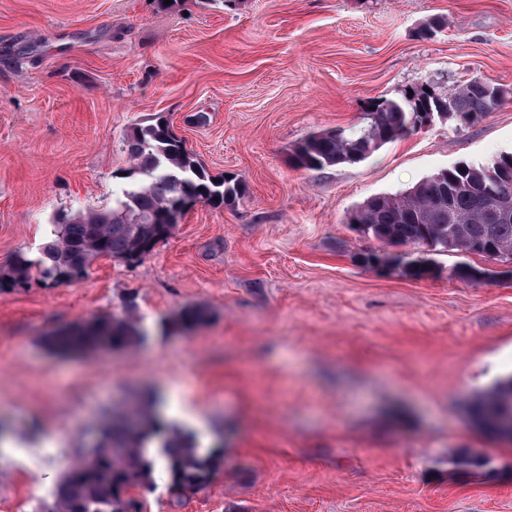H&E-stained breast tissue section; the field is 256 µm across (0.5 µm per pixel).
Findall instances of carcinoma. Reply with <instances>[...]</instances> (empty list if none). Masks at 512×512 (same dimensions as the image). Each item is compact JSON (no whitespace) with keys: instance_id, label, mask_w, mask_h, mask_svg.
<instances>
[{"instance_id":"carcinoma-1","label":"carcinoma","mask_w":512,"mask_h":512,"mask_svg":"<svg viewBox=\"0 0 512 512\" xmlns=\"http://www.w3.org/2000/svg\"><path fill=\"white\" fill-rule=\"evenodd\" d=\"M506 92L493 87L486 92L472 79L448 97L415 88L398 99L372 102L361 126L312 134L291 155L297 169L318 170L360 163L384 145L408 137L417 130L413 116L433 113L434 119L460 124L471 117L478 122L495 111ZM128 151L133 169L145 176L123 191L108 211H89L63 218L54 237L37 260L19 253L0 268V290L21 287L38 275L53 284L71 281L69 274L83 277L98 258L132 262L148 254L172 236L179 217L168 224L155 218L168 213L177 200L193 206L205 203L219 207L244 193L232 177L209 175L166 123L139 126L131 132ZM442 179L446 200L437 198V179ZM512 188V154H503L484 164H458L443 168L395 195L366 200L351 215L361 233L381 242V249L362 256L365 265L390 267L413 279L439 273L434 255L473 253L512 261V214L497 222L488 220L492 193ZM389 246H412L420 255L397 254ZM206 319L201 308H188L174 325L191 331ZM142 336L132 318L101 316L61 327L45 338L48 348L62 354L97 352L104 343L128 348ZM512 376L471 401L478 420L490 411L507 409L512 403ZM162 464L169 490L179 495L196 493L209 484L224 465L216 450L201 454L194 436L164 423L154 405L135 398L125 416L98 430L88 455L69 464L47 512H140L130 490L152 487V473Z\"/></svg>"}]
</instances>
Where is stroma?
Here are the masks:
<instances>
[{"mask_svg":"<svg viewBox=\"0 0 512 512\" xmlns=\"http://www.w3.org/2000/svg\"><path fill=\"white\" fill-rule=\"evenodd\" d=\"M439 20L433 36L418 29ZM478 78L507 97L351 166L297 169L308 135L370 101ZM166 119L212 176L246 188L84 277L0 291V512H40L130 391L172 395L224 466L141 512H512V441L468 403L512 375V275L479 254L413 280L360 261L349 217L439 169L512 153V0H0V267L39 258L60 216L108 210L134 127ZM494 279L454 277L457 265ZM205 325L175 329L182 310ZM133 316L132 350L57 355V328ZM459 457L479 466L459 467Z\"/></svg>","mask_w":512,"mask_h":512,"instance_id":"1","label":"stroma"}]
</instances>
